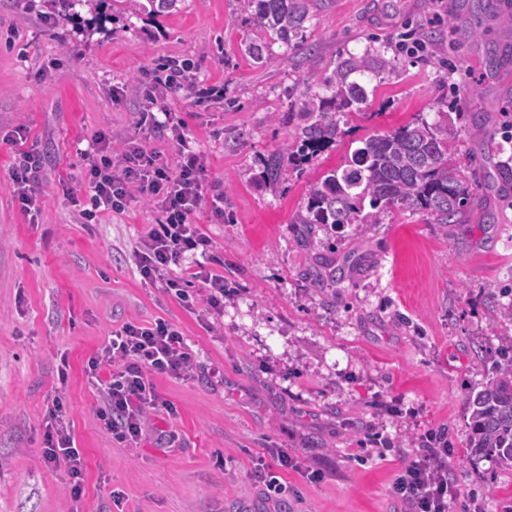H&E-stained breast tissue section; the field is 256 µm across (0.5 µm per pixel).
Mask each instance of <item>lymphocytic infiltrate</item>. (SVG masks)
Masks as SVG:
<instances>
[{
    "label": "lymphocytic infiltrate",
    "mask_w": 512,
    "mask_h": 512,
    "mask_svg": "<svg viewBox=\"0 0 512 512\" xmlns=\"http://www.w3.org/2000/svg\"><path fill=\"white\" fill-rule=\"evenodd\" d=\"M142 80L150 87L149 108L162 110V118H150L149 128L177 148L178 163L169 165L160 153L142 143L130 142L113 148L105 133H95L86 152V180L93 210L125 212L133 203L144 201L162 216L136 241L133 254L144 285L163 289L184 304L192 298L185 279L175 267L199 255H206L210 240L199 232L193 218L202 203L210 205V219L224 221V193L208 190L207 168L192 149L185 122L165 110L167 97L193 90L182 65H174L166 80L144 71ZM39 166L31 153L10 174V189L21 211L32 213L37 204ZM196 358L180 329L165 320L144 326L126 323L113 331L107 344L93 357L86 370L89 383L100 397L96 414L113 440L138 442L147 430L150 416L173 414L174 407L162 399L153 376L193 378ZM67 408L63 395H55L49 409L50 425L45 434L43 456L54 465H65L70 478L71 497L82 495L84 462L66 425ZM448 443L444 437L426 436L421 448L398 471L390 493L404 512H448L449 499L456 489L448 478Z\"/></svg>",
    "instance_id": "f902f5d3"
}]
</instances>
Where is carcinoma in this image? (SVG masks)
Returning <instances> with one entry per match:
<instances>
[{
	"mask_svg": "<svg viewBox=\"0 0 512 512\" xmlns=\"http://www.w3.org/2000/svg\"><path fill=\"white\" fill-rule=\"evenodd\" d=\"M154 14L180 11L182 0H116ZM310 0H239L250 22L273 42L289 47L304 30ZM245 53L259 62L273 60L271 43H248ZM512 62V45L487 51L491 67ZM397 68V60L374 48L363 54L339 58L332 73L323 78L321 90L305 88L299 109L303 122L295 127L291 144L264 159L262 179L275 188L288 168L300 169L314 154L342 137L343 118L366 102V86ZM439 120L421 118L391 133L375 134L362 141L343 169H333L309 184L306 202L296 224H325L334 229L346 224H379L389 209L420 213L431 224H463L471 215L474 193L448 155V144L459 134ZM370 211H365V207ZM471 410L470 448L474 454L495 456L512 465V336L503 338L496 376L468 397Z\"/></svg>",
	"mask_w": 512,
	"mask_h": 512,
	"instance_id": "1",
	"label": "carcinoma"
}]
</instances>
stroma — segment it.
Listing matches in <instances>:
<instances>
[{"mask_svg": "<svg viewBox=\"0 0 512 512\" xmlns=\"http://www.w3.org/2000/svg\"><path fill=\"white\" fill-rule=\"evenodd\" d=\"M475 25L482 40L469 35ZM405 32L431 33L426 53L401 52ZM304 35L289 51L274 44L279 63L263 65L243 50L265 36L238 0H185L173 16L116 12L91 33L61 18L57 0H0V132L27 130L23 149L0 143V512H272L251 478L269 448L299 464L284 474L288 512H400L388 487L431 432L451 451L448 512H512V467L471 456L467 406L512 336L498 313L512 302V190L480 189L493 224H432L397 209L338 231L293 222L309 184L363 139L442 109L459 130L449 153L464 173L512 166V68L485 67L490 45L512 41V8L493 17L477 0H318ZM370 45L387 46L397 71L349 116L339 143L269 188L260 159L289 141L300 92ZM173 59L191 62L198 91L167 105L224 190L223 223L205 210L196 218L212 242L202 263L226 285L222 312L206 321L200 281L189 308L140 280L132 251L157 210L83 214L81 154L95 133L177 163L175 147L141 123L138 83ZM24 149L40 158L30 215L8 187ZM159 317L186 336L196 374L155 377L176 413L125 447L98 419L85 367L113 330ZM60 392L84 459L77 500L65 470L43 458Z\"/></svg>", "mask_w": 512, "mask_h": 512, "instance_id": "stroma-1", "label": "stroma"}]
</instances>
